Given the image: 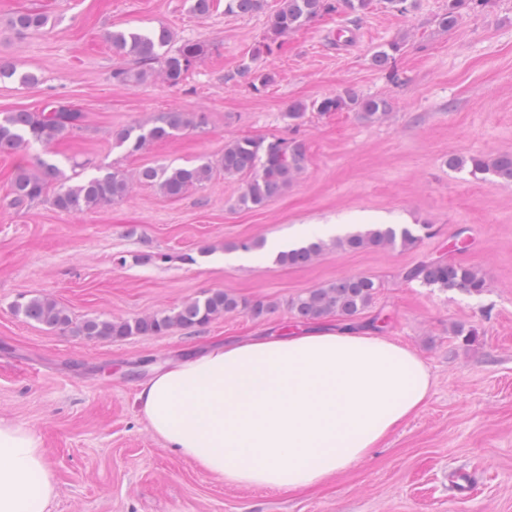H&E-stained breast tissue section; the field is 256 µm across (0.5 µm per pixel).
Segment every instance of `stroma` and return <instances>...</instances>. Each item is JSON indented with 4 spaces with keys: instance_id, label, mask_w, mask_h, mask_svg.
<instances>
[{
    "instance_id": "obj_1",
    "label": "stroma",
    "mask_w": 512,
    "mask_h": 512,
    "mask_svg": "<svg viewBox=\"0 0 512 512\" xmlns=\"http://www.w3.org/2000/svg\"><path fill=\"white\" fill-rule=\"evenodd\" d=\"M191 0H0V58L36 83L0 81V115L52 102L85 112L81 131L0 150V417L39 437L60 492L49 512H512V183L449 168L452 155L512 153V0L462 10L456 27L438 18L448 0H412L407 11L372 0L357 22L325 13L254 56L266 13H226L224 0L198 16ZM35 10L48 21L16 35L8 20ZM164 27L208 51L182 85L152 78L116 82L133 67L108 40L116 30ZM403 49L384 69L382 46ZM273 70L274 83L253 76ZM353 88L386 97L391 116L370 124L357 112H306L290 105ZM169 110L205 118L148 149L129 152L117 133L148 126ZM302 140L304 170L265 206L238 199L246 177L217 162L226 142ZM64 176L107 168L130 177L145 166L214 163L208 182L171 198L132 181L126 195L74 216L39 201L9 204L10 179L38 159ZM385 213L427 224L411 249H336L359 231L347 216ZM324 228L311 264L276 262L274 247ZM252 242L241 251V242ZM244 252V261L226 255ZM125 264H118V257ZM446 258L477 269L485 292H443L405 281L419 261ZM350 275L378 290L356 320L386 318L383 336L416 352L434 385L424 407L359 464L298 491L237 486L171 452L140 415L135 395L152 371L227 337L300 330L297 295ZM217 290L268 304L159 336L88 338L25 320L15 305L41 295L73 321L128 319L168 311ZM473 337L456 335L457 327ZM471 478L461 501L452 472Z\"/></svg>"
}]
</instances>
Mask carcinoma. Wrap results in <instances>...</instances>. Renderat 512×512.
<instances>
[{
  "instance_id": "1",
  "label": "carcinoma",
  "mask_w": 512,
  "mask_h": 512,
  "mask_svg": "<svg viewBox=\"0 0 512 512\" xmlns=\"http://www.w3.org/2000/svg\"><path fill=\"white\" fill-rule=\"evenodd\" d=\"M470 0H448V9L442 14L440 24L451 29L455 26L460 10ZM371 0H281V6L268 16L262 45L255 49L258 56L271 49V45L296 31L317 16L342 9L347 15L358 16L370 6ZM266 0H225L224 12L236 15H252L265 10ZM47 23L41 13L17 12L9 19V26L19 33L39 29ZM112 47L119 53L131 57L139 65L137 72L117 70L112 78L125 83L132 78L142 80L149 76V66L156 59L163 60V76L166 82L177 87L182 84L192 63L205 54V45L186 41L173 47L170 30L160 28L146 32L114 31L110 36ZM400 51V43L391 42L372 55V63L385 66L394 53ZM0 78H14L22 85L36 81L30 73H19L7 61H0ZM388 99L379 96H364L354 89L316 101L310 105L293 104L285 117L288 125L296 126L312 109L316 112L357 111L370 123L385 118L390 111ZM204 123V118L195 121L181 111L163 112L149 127L139 126L121 130L118 142L129 145L137 152L146 144L168 140L187 127ZM84 113L65 103H58L40 112H13L0 119V149H14L31 143L49 144L67 132L83 128ZM306 146L299 140H266L242 138L224 145L220 164L227 176L248 177L245 189L239 197V205L259 208L279 195L304 167ZM471 166V173L489 175L501 181L512 182V154H501L492 159L481 157L464 158L451 155L448 167L455 170ZM212 164L201 160L182 167L165 165L144 167L138 172L142 183L156 185L169 197H179L189 188L208 181ZM63 174L58 166L46 159L38 161L37 170H17L11 180L10 204L16 208L28 206L44 199L63 213L80 215L105 202L124 196L126 180L115 172H106L82 180L74 185L62 183ZM419 240L414 230L405 225L370 229L364 233L348 234L335 240L336 248L356 251L367 247L413 246ZM325 242L316 240L304 246L285 251L277 261L287 266L309 264L324 249ZM407 281H418L426 286L443 290H458L480 294L487 282L473 268L449 261H422L403 274ZM378 288L375 280L368 276L352 275L337 280L322 288H315L298 295L291 301L295 316L306 322H315L329 315L353 320L372 303ZM249 308L255 317L262 316L267 306L257 301L247 305L237 295L228 291H214L204 298L194 299L178 309L156 313L147 317L112 319L94 317L77 326V332L93 338H116L131 335L164 334L175 326L195 327L210 322L224 313L240 308ZM16 310L25 318L44 324L52 329L65 330L72 325L69 313L55 301L45 297H33L16 304Z\"/></svg>"
}]
</instances>
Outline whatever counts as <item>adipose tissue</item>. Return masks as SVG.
Masks as SVG:
<instances>
[{
	"mask_svg": "<svg viewBox=\"0 0 512 512\" xmlns=\"http://www.w3.org/2000/svg\"><path fill=\"white\" fill-rule=\"evenodd\" d=\"M412 350L350 326L216 342L138 388L166 448L225 482L293 491L364 460L432 390ZM59 487L38 438L0 419V512H47Z\"/></svg>",
	"mask_w": 512,
	"mask_h": 512,
	"instance_id": "ef3b65f1",
	"label": "adipose tissue"
}]
</instances>
